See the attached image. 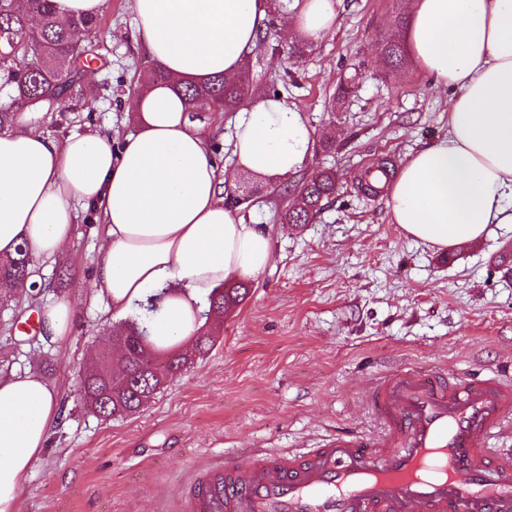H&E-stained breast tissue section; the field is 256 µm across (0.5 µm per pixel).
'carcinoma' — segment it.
Here are the masks:
<instances>
[{
	"instance_id": "1",
	"label": "carcinoma",
	"mask_w": 512,
	"mask_h": 512,
	"mask_svg": "<svg viewBox=\"0 0 512 512\" xmlns=\"http://www.w3.org/2000/svg\"><path fill=\"white\" fill-rule=\"evenodd\" d=\"M97 25L94 19H58L52 0H28L27 12L17 10L15 0H0V74L8 102L0 103V129L8 127L20 107L60 108L66 93L80 94L81 80L95 72L98 60L92 48L75 46V33ZM382 54L391 64L404 60V51L396 41L383 45ZM23 57L29 66L13 69ZM251 64L244 61L232 76L216 77L201 85L185 87L188 117L198 112H235L251 97ZM336 191V174L323 170L303 183L294 203L285 208V224H307L319 213ZM31 257L25 248L12 258L0 259V284L4 292L33 289ZM168 292L149 295L136 303L131 315L107 327L101 336L99 360L77 379L84 408L105 419L131 415L146 403L163 384L182 371L183 358L176 347L153 340L150 326L160 299ZM249 283L226 282L208 295L204 323L191 337L192 351L201 356L213 345L211 325L224 322V315L235 310L248 296Z\"/></svg>"
}]
</instances>
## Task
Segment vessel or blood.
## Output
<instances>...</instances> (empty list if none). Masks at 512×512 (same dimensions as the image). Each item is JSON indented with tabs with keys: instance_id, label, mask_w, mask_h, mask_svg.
I'll list each match as a JSON object with an SVG mask.
<instances>
[{
	"instance_id": "1",
	"label": "vessel or blood",
	"mask_w": 512,
	"mask_h": 512,
	"mask_svg": "<svg viewBox=\"0 0 512 512\" xmlns=\"http://www.w3.org/2000/svg\"><path fill=\"white\" fill-rule=\"evenodd\" d=\"M377 438L336 435L307 451L218 461L186 512H512V372L423 369L376 377Z\"/></svg>"
}]
</instances>
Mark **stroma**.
<instances>
[{
    "label": "stroma",
    "mask_w": 512,
    "mask_h": 512,
    "mask_svg": "<svg viewBox=\"0 0 512 512\" xmlns=\"http://www.w3.org/2000/svg\"><path fill=\"white\" fill-rule=\"evenodd\" d=\"M406 0H341L333 36L307 39L302 59L274 52L278 26L250 55L253 93L279 92L315 131L303 169L264 181L236 213L268 228L271 264L251 281L240 307L212 330L214 346L176 375L137 413L105 420L77 400L76 378L90 366L98 335L120 316L97 294L104 235L81 211L66 251L33 261L38 288L0 302V371L40 373L59 406L35 460L21 512H184L201 469L224 460L248 464L256 450L320 447L346 432L378 431L372 379L404 367L478 374L512 366V224L489 225L475 244L437 250L393 224L386 193L358 185L372 163H402L448 132L450 91L435 88L413 59L387 65L383 43L404 37ZM109 66L98 89L67 100L59 124L41 130L62 140L108 132L121 148L134 124L127 100L150 58L135 38L131 0H108L85 34ZM352 80L350 94L338 87ZM237 115L206 122L219 169L234 170ZM336 193L309 224H284L296 185L322 169ZM65 301L76 311L54 343L23 334L25 321Z\"/></svg>",
    "instance_id": "stroma-1"
}]
</instances>
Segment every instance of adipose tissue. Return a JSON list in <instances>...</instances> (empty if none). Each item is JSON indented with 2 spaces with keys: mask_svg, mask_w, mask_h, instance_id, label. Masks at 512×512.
<instances>
[{
  "mask_svg": "<svg viewBox=\"0 0 512 512\" xmlns=\"http://www.w3.org/2000/svg\"><path fill=\"white\" fill-rule=\"evenodd\" d=\"M340 0H292L291 33H333ZM135 31L167 78L137 92L136 130L114 150L106 132L44 135L41 112L0 131V257L25 247L62 253L80 210L97 211L105 242L96 284L117 312L154 289L152 334L185 345L199 301L220 283L259 275L272 261L267 230L224 204V175L192 129L182 84L236 73L256 47L270 0H132ZM407 41L436 87L453 92L448 134L410 155L388 187L392 223L439 249L480 241L512 223V0H410ZM315 132L280 98L259 96L235 125L237 167L266 177L300 171ZM59 414L38 374H0V512H19L22 489Z\"/></svg>",
  "mask_w": 512,
  "mask_h": 512,
  "instance_id": "1",
  "label": "adipose tissue"
}]
</instances>
